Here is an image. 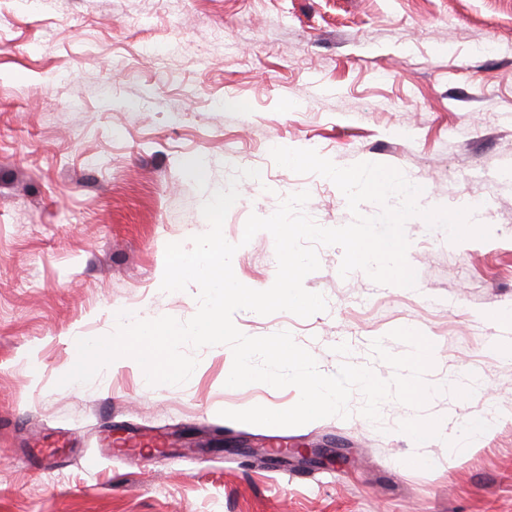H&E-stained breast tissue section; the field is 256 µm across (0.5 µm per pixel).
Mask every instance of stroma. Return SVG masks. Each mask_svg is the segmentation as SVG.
<instances>
[{"label":"stroma","instance_id":"stroma-1","mask_svg":"<svg viewBox=\"0 0 512 512\" xmlns=\"http://www.w3.org/2000/svg\"><path fill=\"white\" fill-rule=\"evenodd\" d=\"M275 146L340 166L376 162L422 184L420 207L494 193L474 210L486 240L450 243L410 219L415 288L340 277L318 249L304 287L326 311L235 313L250 336L286 330L335 373L392 368L371 350L406 327L435 341L429 384L477 377L472 398L422 409L394 399L374 423L276 427L223 409L293 406L294 387H226L229 347L197 351L183 385L145 387L129 363L75 388L74 336L112 334L119 310L190 319L197 286L160 289L167 243L209 224L201 206L245 179L223 227L233 271L274 282V240L241 244L250 214L309 191L324 227L352 219L328 179L277 166ZM512 0H0V512H512ZM425 419L444 437L416 441ZM484 424L467 452L459 426ZM338 447L336 464H272L231 448Z\"/></svg>","mask_w":512,"mask_h":512}]
</instances>
